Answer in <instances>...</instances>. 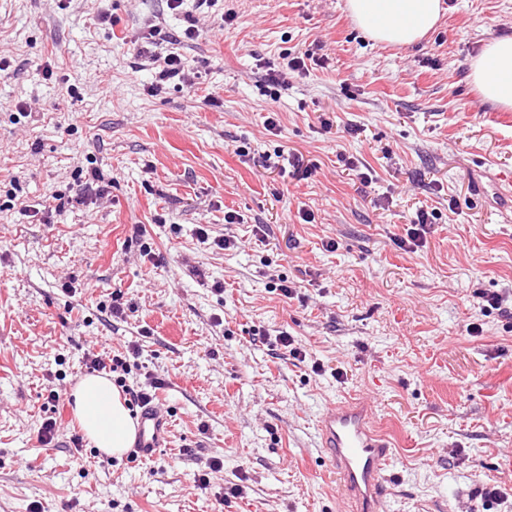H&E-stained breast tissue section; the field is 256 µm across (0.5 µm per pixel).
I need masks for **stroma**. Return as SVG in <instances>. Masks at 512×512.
I'll return each instance as SVG.
<instances>
[{"mask_svg": "<svg viewBox=\"0 0 512 512\" xmlns=\"http://www.w3.org/2000/svg\"><path fill=\"white\" fill-rule=\"evenodd\" d=\"M345 3L218 0L195 19L165 0H0V512H339L317 420L349 397L370 400L393 448L387 512H512V318L482 301L512 292V197L496 185L512 110L467 79L512 36V0H447L407 47L374 43ZM102 12L114 25L92 24ZM153 18L203 28L183 49L194 87L150 94L136 50ZM308 53L325 64L272 94L267 67ZM278 150L315 173L267 167ZM94 169L103 195L74 203ZM421 208L435 218L412 252L400 241ZM202 226L236 247L201 243ZM131 344L126 383L162 378L171 427L137 463L75 448L73 404H46L86 375L85 352ZM489 479L504 502L478 496Z\"/></svg>", "mask_w": 512, "mask_h": 512, "instance_id": "35a3bbf8", "label": "stroma"}]
</instances>
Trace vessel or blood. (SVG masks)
Segmentation results:
<instances>
[{
    "mask_svg": "<svg viewBox=\"0 0 512 512\" xmlns=\"http://www.w3.org/2000/svg\"><path fill=\"white\" fill-rule=\"evenodd\" d=\"M321 450L340 483L343 512H386L385 473L392 448L376 428L369 405L360 398L329 404L318 420ZM163 408L148 407L139 415L133 446L138 459L154 457L169 439Z\"/></svg>",
    "mask_w": 512,
    "mask_h": 512,
    "instance_id": "1",
    "label": "vessel or blood"
}]
</instances>
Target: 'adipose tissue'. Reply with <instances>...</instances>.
<instances>
[{"instance_id": "1", "label": "adipose tissue", "mask_w": 512, "mask_h": 512, "mask_svg": "<svg viewBox=\"0 0 512 512\" xmlns=\"http://www.w3.org/2000/svg\"><path fill=\"white\" fill-rule=\"evenodd\" d=\"M355 24L372 40L393 46L420 41L438 22L441 0H346ZM470 78L482 98L512 110V36L487 42L470 63ZM76 416L86 436L109 456H121L136 424L120 392L100 375L84 377L73 393Z\"/></svg>"}]
</instances>
